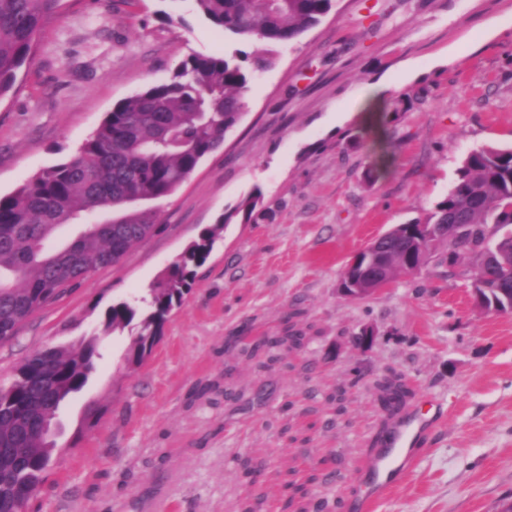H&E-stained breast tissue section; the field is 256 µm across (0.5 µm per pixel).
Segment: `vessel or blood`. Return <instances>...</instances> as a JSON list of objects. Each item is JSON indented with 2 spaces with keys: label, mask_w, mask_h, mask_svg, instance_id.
Instances as JSON below:
<instances>
[{
  "label": "vessel or blood",
  "mask_w": 512,
  "mask_h": 512,
  "mask_svg": "<svg viewBox=\"0 0 512 512\" xmlns=\"http://www.w3.org/2000/svg\"><path fill=\"white\" fill-rule=\"evenodd\" d=\"M430 426L423 413L414 412L400 422L386 439L382 448L362 467L361 480L367 491L354 505V512H369L372 503L389 488L388 473L408 468L413 457L411 448L428 434Z\"/></svg>",
  "instance_id": "vessel-or-blood-1"
}]
</instances>
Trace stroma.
Wrapping results in <instances>:
<instances>
[{
	"label": "stroma",
	"instance_id": "35a3bbf8",
	"mask_svg": "<svg viewBox=\"0 0 512 512\" xmlns=\"http://www.w3.org/2000/svg\"><path fill=\"white\" fill-rule=\"evenodd\" d=\"M239 50L253 45L194 0H62L0 99V195L69 159L115 104L182 60ZM379 82L389 94L365 99ZM244 102L223 146L158 202L148 236L0 345V383L36 350L78 345L261 191L252 221L225 225L141 366L126 368L130 330L102 341L25 512H341L399 421L379 403L391 373L413 391L407 410L434 427L371 512H497L512 499V314L476 308L440 268L360 302L338 284L372 238L446 197L471 150L512 145V0H335L277 47ZM290 322L299 347L251 350ZM365 326L376 336L362 349L350 338ZM89 398L102 413L86 427Z\"/></svg>",
	"mask_w": 512,
	"mask_h": 512
}]
</instances>
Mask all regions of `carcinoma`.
Segmentation results:
<instances>
[{
    "instance_id": "cac0c4a2",
    "label": "carcinoma",
    "mask_w": 512,
    "mask_h": 512,
    "mask_svg": "<svg viewBox=\"0 0 512 512\" xmlns=\"http://www.w3.org/2000/svg\"><path fill=\"white\" fill-rule=\"evenodd\" d=\"M333 0H195L199 12L224 34L255 41L248 55H192L172 77L117 103L78 154L34 175L0 196V343L50 301L115 265L155 227L151 203L168 198L205 156L224 143L239 120L251 75L271 66L269 45H287L317 24ZM61 0H0V97L10 92L44 19ZM259 192L241 200L217 223L202 228L149 289L146 306L113 303L100 332L71 349L31 354L12 380L0 383V512H18L15 491L34 493L59 447L45 426L63 403L80 394L101 359L103 337L127 327L135 335L128 368L139 366L163 334L171 309L191 290L223 225L250 220ZM90 225L60 247L48 246L64 225ZM464 224L460 233L448 225ZM384 274L395 280L435 253L433 266L450 279L467 278L487 304L508 311L512 289V148L470 151L448 195L423 218L389 231ZM385 405L396 411L409 394L400 379L380 384Z\"/></svg>"
}]
</instances>
